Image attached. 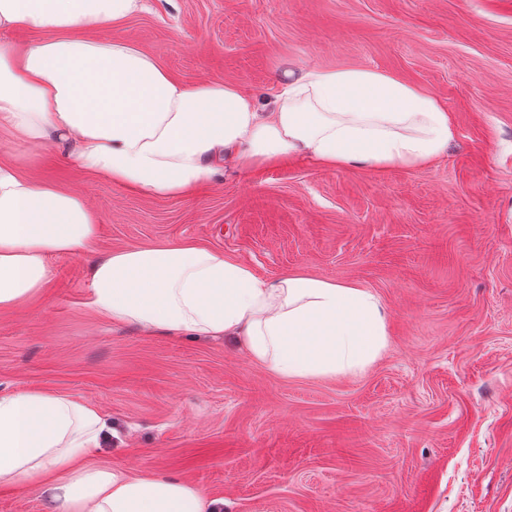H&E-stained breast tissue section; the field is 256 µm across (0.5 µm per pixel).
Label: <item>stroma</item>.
Wrapping results in <instances>:
<instances>
[{
  "instance_id": "1",
  "label": "stroma",
  "mask_w": 512,
  "mask_h": 512,
  "mask_svg": "<svg viewBox=\"0 0 512 512\" xmlns=\"http://www.w3.org/2000/svg\"><path fill=\"white\" fill-rule=\"evenodd\" d=\"M145 3L99 37L265 102L314 68H374L433 94L456 137L425 167L228 163L158 198L0 134V157L33 156L102 224L93 255L51 258L43 293L0 311V394L99 407L112 434L90 466L185 478L224 512H512V0ZM180 241L267 279L369 288L387 350L359 375L286 380L233 339L147 333L86 306L93 257Z\"/></svg>"
}]
</instances>
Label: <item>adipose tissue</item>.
<instances>
[{"label":"adipose tissue","instance_id":"adipose-tissue-1","mask_svg":"<svg viewBox=\"0 0 512 512\" xmlns=\"http://www.w3.org/2000/svg\"><path fill=\"white\" fill-rule=\"evenodd\" d=\"M143 0H0V132L56 147L85 171L155 197L189 195L225 158L253 169L303 157L328 168L427 166L455 136L432 94L369 68L314 69L265 105L230 82L173 78L137 45L97 30ZM39 37L18 46L5 33ZM101 220L86 198L0 159V311L30 301L49 261L93 251ZM88 307L115 323L230 336L282 378L363 370L388 343L368 288L293 272L268 280L185 241L94 261ZM109 432L97 407L43 391L0 395V484L38 489L53 512H219L223 500L175 476L87 465Z\"/></svg>","mask_w":512,"mask_h":512}]
</instances>
